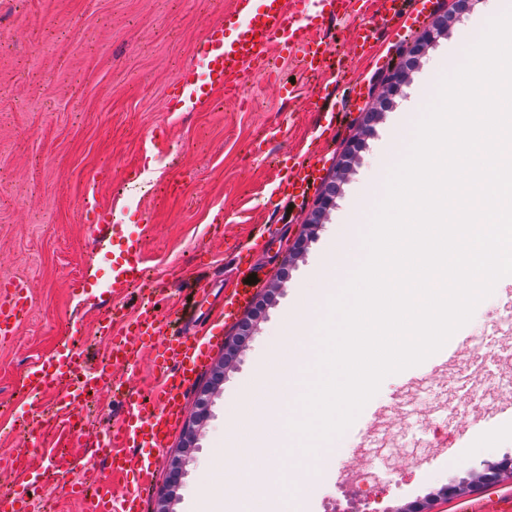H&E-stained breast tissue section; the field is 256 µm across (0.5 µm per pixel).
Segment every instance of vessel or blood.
<instances>
[{
  "label": "vessel or blood",
  "instance_id": "vessel-or-blood-1",
  "mask_svg": "<svg viewBox=\"0 0 512 512\" xmlns=\"http://www.w3.org/2000/svg\"><path fill=\"white\" fill-rule=\"evenodd\" d=\"M428 2L416 0L414 11L407 13L398 8V0H233L195 44L202 72L185 73L170 84L165 109L192 111L218 91L235 96L253 77L266 73L271 59L284 53L298 54L303 67L327 75L330 46L323 34L327 20L349 19L359 46L376 45L383 39L400 38L424 14ZM314 175L310 166L278 174L275 190L298 197L313 184ZM85 212L91 234L107 232L115 241L108 288L85 280L74 284L75 295L106 299V313L95 329L106 346V356L93 374V384L81 382L66 388L63 380L82 372L83 366L72 347L61 345L27 370L25 385L34 396L53 395L51 421L60 434L67 435L85 397L94 390L111 389L114 365L134 367L146 350L155 349L156 377L150 399L126 396L121 418L107 441L94 446L93 454L103 470L93 489L79 484L64 487L67 494L83 501L84 512H142L144 493L155 477L157 452L169 447L180 427L189 391L208 366L214 348L222 343L225 329L251 305L254 291L225 289L223 305L200 324L180 303H173L170 312L179 330L167 334V324L156 306L132 311L124 306L127 290L142 282L146 273L140 234L113 223L112 212L105 207L89 204ZM31 307L25 280H0L1 340L13 335L20 315ZM46 452L45 443L36 439L8 462L13 488L8 497L0 498V512H28L30 490L45 475L41 461Z\"/></svg>",
  "mask_w": 512,
  "mask_h": 512
}]
</instances>
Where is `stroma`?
<instances>
[{"label":"stroma","mask_w":512,"mask_h":512,"mask_svg":"<svg viewBox=\"0 0 512 512\" xmlns=\"http://www.w3.org/2000/svg\"><path fill=\"white\" fill-rule=\"evenodd\" d=\"M453 3L434 0L431 14L447 16V34L421 58L342 175L338 163L346 143L357 133L363 109L375 102L383 75L382 68L356 56L347 21L336 20L325 31L334 50L331 83L284 58L239 98L219 93L195 111L169 112L166 87L194 67L195 42L230 0H0V277L25 278L34 299L16 335L0 342V459L30 446V417L43 420L45 438L54 436L46 400L22 388L31 365L64 341L79 347L85 368L103 359L94 326L105 308L71 291L74 279L108 274L107 241L88 234L84 202L111 209L115 220L143 234L147 280L130 289V309L156 289L197 312L219 306L224 288L209 260H222L226 250L267 235L269 225L284 224L286 238L272 239L268 254L255 258L262 282L256 299L263 307L253 319V335L232 362H225L223 347L213 350L190 394L184 427L158 456L159 477L146 493V512H156L170 464L182 460L185 475L168 507L194 512L203 489L218 480L217 465L233 462L224 453L230 407L250 382L272 330L295 309L299 285L339 232L381 141L414 97L434 93L426 74L485 10L477 0L459 14ZM292 83L301 94L291 100L285 88ZM321 112L335 114L337 135L320 137ZM281 124L289 128L287 138H273ZM159 127L164 137L152 140ZM299 155L316 163L322 183L339 180L340 193L305 251L292 258L288 244L313 218L316 196L291 201L277 196L273 183L279 168ZM104 166L111 168V179L98 178ZM133 166L142 169L137 186L125 178ZM508 311L512 283L477 305L463 327L470 341L447 370L432 371L425 361L385 378L372 399L387 411L375 429L376 454L351 450L350 436H342L339 460L346 476L330 470L316 475L301 512H401L414 502L423 512H512L507 474L471 493H446L488 465L512 459V440H498L485 456L466 453L469 439L512 426V416L500 412L512 403V392L503 387L512 376V334L498 321ZM205 394L210 411L198 424L196 406ZM113 399L106 390L90 395L80 432L57 447L65 471L48 464V477L32 492L40 512H81L63 487L92 482L100 471L88 447L117 422ZM189 424L195 427L191 436ZM452 429L466 431L468 439L455 461H436L437 445Z\"/></svg>","instance_id":"stroma-1"}]
</instances>
